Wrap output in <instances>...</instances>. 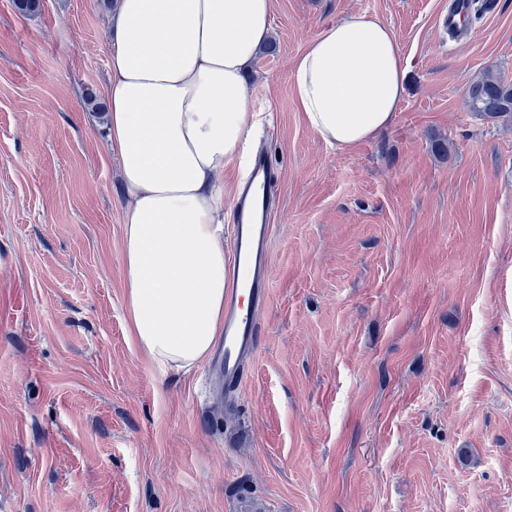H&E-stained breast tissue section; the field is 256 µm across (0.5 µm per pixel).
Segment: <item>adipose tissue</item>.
<instances>
[{
  "mask_svg": "<svg viewBox=\"0 0 512 512\" xmlns=\"http://www.w3.org/2000/svg\"><path fill=\"white\" fill-rule=\"evenodd\" d=\"M272 0H117L106 89L120 162L127 332L159 373H184L224 333V169L252 140L247 69ZM409 64L378 15L324 27L293 61L307 125L347 151L389 129Z\"/></svg>",
  "mask_w": 512,
  "mask_h": 512,
  "instance_id": "1",
  "label": "adipose tissue"
}]
</instances>
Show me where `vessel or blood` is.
I'll return each instance as SVG.
<instances>
[{
  "instance_id": "1",
  "label": "vessel or blood",
  "mask_w": 512,
  "mask_h": 512,
  "mask_svg": "<svg viewBox=\"0 0 512 512\" xmlns=\"http://www.w3.org/2000/svg\"><path fill=\"white\" fill-rule=\"evenodd\" d=\"M474 5V0H448V11L441 15L439 25L449 38H461L457 20L469 16ZM277 191L278 177L268 157L256 154L236 196L224 334L211 355L212 368L228 397L242 388L263 336L259 314L270 302L272 204Z\"/></svg>"
}]
</instances>
